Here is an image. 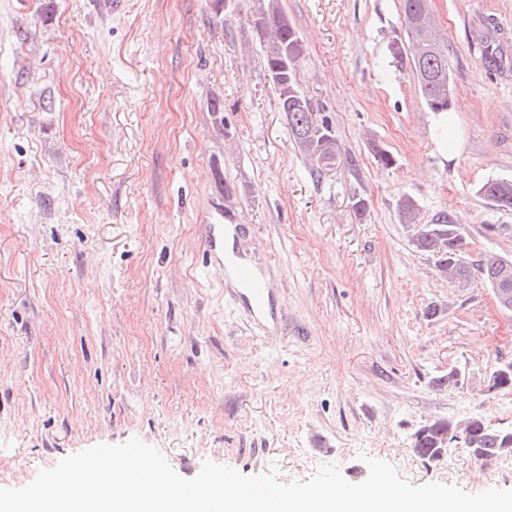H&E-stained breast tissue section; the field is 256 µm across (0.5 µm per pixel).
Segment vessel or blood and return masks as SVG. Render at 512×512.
Here are the masks:
<instances>
[{
    "instance_id": "1",
    "label": "vessel or blood",
    "mask_w": 512,
    "mask_h": 512,
    "mask_svg": "<svg viewBox=\"0 0 512 512\" xmlns=\"http://www.w3.org/2000/svg\"><path fill=\"white\" fill-rule=\"evenodd\" d=\"M226 225L210 224L202 239L203 254L217 270H224L232 283L230 301L248 319L252 327L270 330L278 325L273 290L267 275L244 255L224 252Z\"/></svg>"
}]
</instances>
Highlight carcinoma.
<instances>
[{
  "label": "carcinoma",
  "mask_w": 512,
  "mask_h": 512,
  "mask_svg": "<svg viewBox=\"0 0 512 512\" xmlns=\"http://www.w3.org/2000/svg\"><path fill=\"white\" fill-rule=\"evenodd\" d=\"M401 6L409 50L394 41L390 52L399 62H408L429 110L445 114L450 110V46L441 39L440 32H429L419 24L429 8V0H401ZM259 11L261 17L253 23L257 33L267 41L265 68L279 93V106L289 135L303 155L321 161L328 157V149L320 151L318 147L335 137L329 120L312 109L297 82L303 56L301 37L279 0H264ZM477 193L498 208L512 209L511 177L491 178ZM399 214L402 223L413 231L414 247L435 259V267L443 277L460 286L480 277L492 288L497 302L512 309V271L503 272V258L487 255L476 263L468 261L467 242L448 216L443 214L431 224H422L417 207L409 198L400 202ZM455 442L467 448L478 461L512 456V427L495 428L478 416L469 418L461 427L450 422L425 423L415 431L411 448L419 458L431 462L442 459Z\"/></svg>",
  "instance_id": "obj_1"
}]
</instances>
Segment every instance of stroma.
<instances>
[{
    "instance_id": "35a3bbf8",
    "label": "stroma",
    "mask_w": 512,
    "mask_h": 512,
    "mask_svg": "<svg viewBox=\"0 0 512 512\" xmlns=\"http://www.w3.org/2000/svg\"><path fill=\"white\" fill-rule=\"evenodd\" d=\"M113 2L0 0V488L136 437L185 478L211 460L274 463L285 482L334 464L360 483L368 455L415 485L512 489V457L428 463L410 447L435 421L512 425V389L491 381L512 363V313L482 279H443L399 217L411 198L422 223L458 225L469 260H512V210L477 192L512 176V0H432L451 145L389 52L401 0H280L300 87L335 134L320 163L289 138L254 0L225 16L211 0ZM222 213L244 226L233 249L271 270L275 335L202 268Z\"/></svg>"
}]
</instances>
